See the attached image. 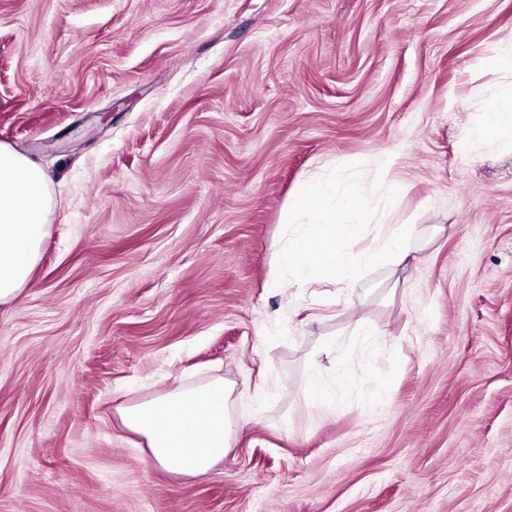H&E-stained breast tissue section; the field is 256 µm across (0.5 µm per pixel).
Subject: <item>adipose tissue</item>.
<instances>
[{
    "label": "adipose tissue",
    "instance_id": "1",
    "mask_svg": "<svg viewBox=\"0 0 512 512\" xmlns=\"http://www.w3.org/2000/svg\"><path fill=\"white\" fill-rule=\"evenodd\" d=\"M48 180L31 160L0 144V304L22 289L48 232ZM232 390L215 377L123 408L122 425L146 441L152 465L187 477L223 462L231 446Z\"/></svg>",
    "mask_w": 512,
    "mask_h": 512
}]
</instances>
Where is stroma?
I'll return each mask as SVG.
<instances>
[{
	"label": "stroma",
	"mask_w": 512,
	"mask_h": 512,
	"mask_svg": "<svg viewBox=\"0 0 512 512\" xmlns=\"http://www.w3.org/2000/svg\"><path fill=\"white\" fill-rule=\"evenodd\" d=\"M511 40L512 0H0V143L51 184L0 304V512H512V131L469 139ZM349 163L351 252L413 224L414 259L277 283L289 198ZM216 376L223 463L150 466L120 408Z\"/></svg>",
	"instance_id": "obj_1"
}]
</instances>
